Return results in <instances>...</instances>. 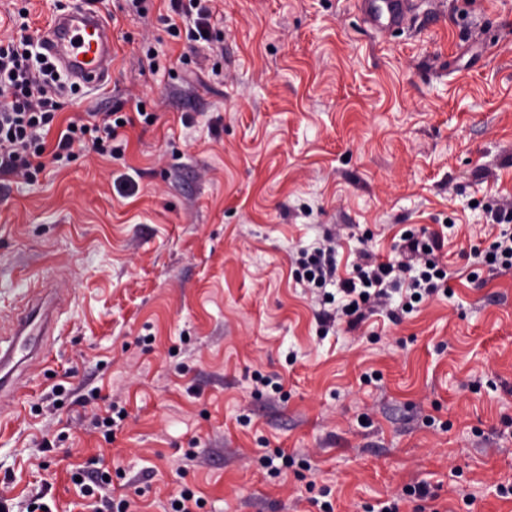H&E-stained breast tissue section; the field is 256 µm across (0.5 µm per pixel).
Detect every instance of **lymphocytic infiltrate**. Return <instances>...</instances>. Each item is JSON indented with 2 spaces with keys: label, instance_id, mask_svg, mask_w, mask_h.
Returning <instances> with one entry per match:
<instances>
[{
  "label": "lymphocytic infiltrate",
  "instance_id": "1",
  "mask_svg": "<svg viewBox=\"0 0 512 512\" xmlns=\"http://www.w3.org/2000/svg\"><path fill=\"white\" fill-rule=\"evenodd\" d=\"M20 35L0 43V175H19L35 181L45 169L44 156L53 160L72 157L75 148H89L105 155L112 153L118 136L116 112H92L87 118L69 121L55 144L46 138L61 108L65 84L57 78L56 65L41 51L27 22H20ZM411 262L389 261L360 266L352 278L337 280L336 249L323 245L303 254L300 265L304 279L316 287L339 282L338 295H326V302H337L348 325L363 318V310L381 303L390 291L407 288V301L419 303L424 297L447 290L436 258L444 238L434 233L420 236L402 234Z\"/></svg>",
  "mask_w": 512,
  "mask_h": 512
}]
</instances>
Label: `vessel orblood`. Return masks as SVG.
I'll return each instance as SVG.
<instances>
[{"mask_svg": "<svg viewBox=\"0 0 512 512\" xmlns=\"http://www.w3.org/2000/svg\"><path fill=\"white\" fill-rule=\"evenodd\" d=\"M367 25L376 34L402 27L417 9V0H358ZM37 39L70 79L96 87L112 73V29L96 12L80 8L56 15ZM54 298L41 294L0 336V390L14 389L20 364L38 354L54 328Z\"/></svg>", "mask_w": 512, "mask_h": 512, "instance_id": "obj_1", "label": "vessel or blood"}]
</instances>
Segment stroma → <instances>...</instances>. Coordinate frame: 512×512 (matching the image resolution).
<instances>
[{"mask_svg":"<svg viewBox=\"0 0 512 512\" xmlns=\"http://www.w3.org/2000/svg\"><path fill=\"white\" fill-rule=\"evenodd\" d=\"M123 3L93 6L111 78L52 127L121 104V155L0 177V328L66 297L0 393V512H94L77 472L133 512L184 487L200 512H512V272L473 258L512 206V0H422L384 37L356 0H211L208 43ZM84 4L0 0V41ZM407 229L444 236L447 293L321 322L300 251L333 240L347 278Z\"/></svg>","mask_w":512,"mask_h":512,"instance_id":"1","label":"stroma"}]
</instances>
